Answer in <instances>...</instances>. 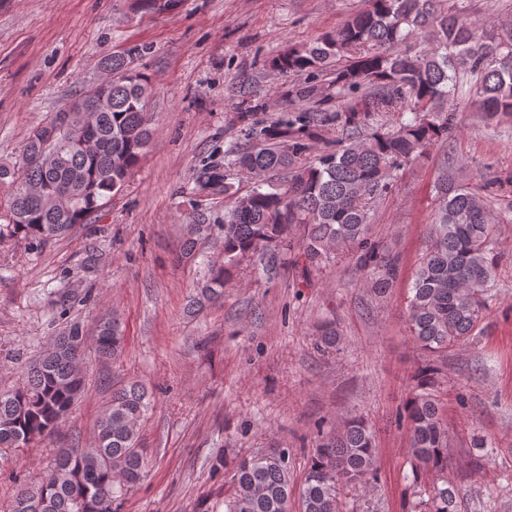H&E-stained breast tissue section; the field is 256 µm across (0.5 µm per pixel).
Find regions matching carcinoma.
<instances>
[{
  "label": "carcinoma",
  "mask_w": 512,
  "mask_h": 512,
  "mask_svg": "<svg viewBox=\"0 0 512 512\" xmlns=\"http://www.w3.org/2000/svg\"><path fill=\"white\" fill-rule=\"evenodd\" d=\"M177 0H132L135 11L162 13ZM370 7L314 42L290 46L269 68L303 78L295 96L310 103L297 115L259 130L260 140L233 151L237 174L257 186L239 196L217 167L203 165L196 181L224 188L231 210L220 225L224 258L211 266L198 293L203 300L223 295L240 263L259 254L265 265L282 260L297 267L319 266L331 255L368 243L372 206L396 185L397 171L427 151L448 143L457 128L450 100L460 75L484 117L512 115V24L492 30L473 21L458 0H368ZM105 96L94 109L83 97L30 133L21 157L0 162V239L22 237L38 250L86 224L112 195L122 190L138 166L151 136L146 100L149 74L112 54ZM332 72L324 96L317 75ZM396 112L395 125L367 131L369 121ZM341 131L336 149L313 162L302 156L328 125ZM435 184V213L428 245L409 288L407 322L416 347L431 360L416 374L403 418L409 426L411 480L432 476L427 496L408 503L406 512H452L448 490V424L439 412L434 383L436 358L475 340L489 310L498 256L491 248L498 231L492 205L501 182L485 183L480 194L448 175ZM274 173L285 183L269 181ZM360 267L376 294L385 293L399 272L397 258L370 248ZM317 346L334 351L341 342L336 322L316 329ZM122 322L114 311L99 315L91 335L73 325L54 337L25 372L21 385L0 391V450L26 447L51 436L85 394L82 360L87 348L103 361L123 351ZM153 408L138 382L112 389L92 443L60 448L43 479L19 482L9 512H118L117 503L147 476L149 460L139 423ZM230 467L232 490L224 512H343L346 488L367 492L378 481L376 438L361 417L321 436L300 490L288 463L264 454L218 460Z\"/></svg>",
  "instance_id": "carcinoma-1"
}]
</instances>
